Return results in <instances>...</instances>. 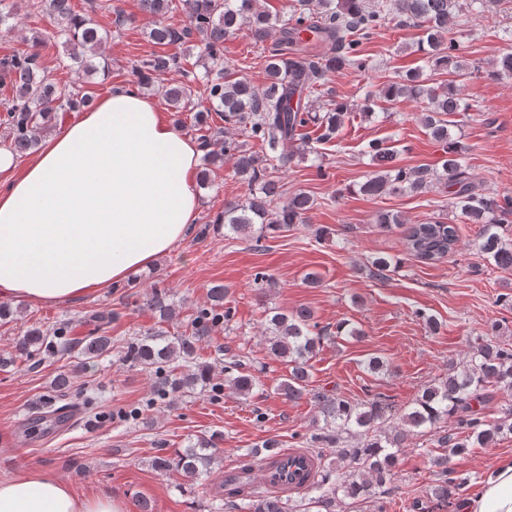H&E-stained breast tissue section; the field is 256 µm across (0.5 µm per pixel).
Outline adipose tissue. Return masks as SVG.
I'll use <instances>...</instances> for the list:
<instances>
[{"label":"adipose tissue","instance_id":"obj_1","mask_svg":"<svg viewBox=\"0 0 512 512\" xmlns=\"http://www.w3.org/2000/svg\"><path fill=\"white\" fill-rule=\"evenodd\" d=\"M202 150L156 102L117 87L47 138L25 166L0 150V299L60 303L129 279L198 219ZM0 512H122L37 470L0 478ZM463 512H512V458Z\"/></svg>","mask_w":512,"mask_h":512}]
</instances>
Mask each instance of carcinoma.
I'll use <instances>...</instances> for the list:
<instances>
[{
    "label": "carcinoma",
    "mask_w": 512,
    "mask_h": 512,
    "mask_svg": "<svg viewBox=\"0 0 512 512\" xmlns=\"http://www.w3.org/2000/svg\"><path fill=\"white\" fill-rule=\"evenodd\" d=\"M143 15L152 19L149 40L158 46H173L174 53L152 52L136 60L132 73L136 84L162 98L168 109L185 112L193 109L191 84L204 87L209 107L197 110L195 125H206L205 113H223L224 123L257 140L262 150L252 152L233 137L220 141V148H207L200 184L208 185L214 168L233 161L235 174L247 184L248 194L224 203L218 214L224 224V236L247 238L256 250L265 248L263 240L305 219L315 200L299 190L287 196L277 171L291 165L295 157L311 151L304 128L321 130L318 140L329 142L343 127L351 105L330 99L322 105L310 99L328 75L351 69L365 72L371 68L363 45L370 41L386 21L399 19L421 29L417 42L424 65L409 69L405 75L377 91H366L360 111L366 118L374 115L373 106L382 100L395 104L404 99L422 104L419 119L428 134L438 142L446 158L436 168H405L396 163L397 150L385 140L369 143L375 170L359 185L360 193L378 197L395 193H426L439 184L448 189V206L458 211L463 222L480 225L478 250L493 265L512 270V198L487 193L479 188L465 164L464 147L453 140L450 127L458 125L457 116H466L470 104L461 96L464 81L482 73L481 66L462 55L463 46L448 36V24L465 12H484L501 0H297L289 11L271 14L259 0H139ZM181 9L188 25L178 29L163 22L169 13ZM37 9L55 24L56 36L64 39L71 66L89 77L108 75V64L101 60L100 49L108 38L98 25L77 13L71 0H39ZM248 27L257 42L265 41L271 31L278 33L275 46L265 59L267 84L258 89L247 77L224 63V40L242 27ZM200 36L194 66L202 73L185 68L186 57L194 46L193 35ZM313 42L320 45L317 54L295 56L297 47ZM40 43L0 59V86L13 91L5 102L0 123L8 129L9 148L18 157L36 150L41 135L57 128L64 112H81L91 106L93 92L54 82L39 62ZM448 75L439 82H428L424 69ZM178 72L183 80L155 85L154 80L168 72ZM487 74L498 80L512 79V50L497 57ZM374 223L382 230L404 228L410 255L424 264H437L452 253L458 240V227L443 221L406 224L391 212H379ZM391 263L385 258L368 261L371 277L384 280ZM225 288L210 289L211 303L200 308L190 320L191 333L169 336L157 329L144 338L134 337L125 347L123 361L157 376L154 401L197 388L219 391L214 383V366L198 360L196 342L218 325H229L231 308L224 306ZM146 307L159 313L166 322L175 310L166 302V294L157 291ZM112 311H94L86 319L92 325L89 336L76 338L70 322L50 329L32 328L20 336L8 357H0V368L18 360L32 361L40 355L67 353L77 359V367L102 358L112 349L108 326ZM327 335L314 321L313 312L300 307L292 313L272 312L265 320V336L270 354L288 365V378L277 390L289 400L310 396L318 408L315 432L309 437L317 448L336 449L337 462L318 466L316 480L309 487L313 496L300 502L289 497L255 496L244 491L247 483L243 468L224 478V512H312L314 507L330 508L336 500L361 505L389 493L387 482L399 462L401 449L410 437L431 432L441 423L451 422L437 439L442 454L435 464L444 465L455 456L476 446L494 443L503 434L512 435V405L503 417L489 422L481 416L483 407L498 391L512 395V345L486 341L473 346L461 366H448V375L426 385L415 400L399 407L381 395L360 403L332 397L307 389L309 361ZM224 383L244 397L259 386V378L247 370L240 356L224 362ZM69 411L73 407L65 408ZM61 407L43 412L32 423L48 432L62 429L67 420ZM393 426H383L387 420ZM356 445H350V441ZM217 460V448L210 439L199 438L174 455L154 458L156 470L181 472L198 479L208 473ZM467 483L462 479H437L430 486V498L440 506H450L453 491Z\"/></svg>",
    "instance_id": "carcinoma-1"
}]
</instances>
